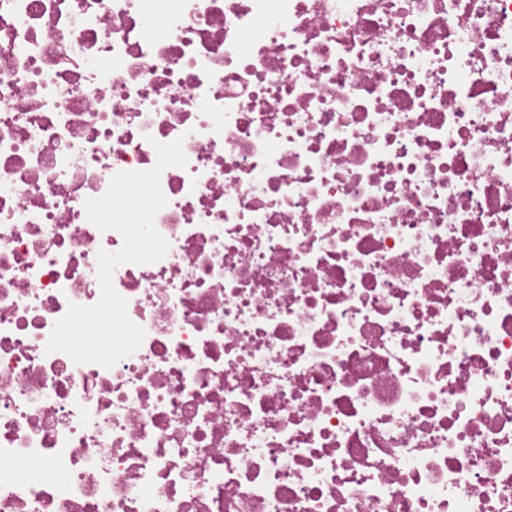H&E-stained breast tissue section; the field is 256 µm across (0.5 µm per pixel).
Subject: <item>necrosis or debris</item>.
Listing matches in <instances>:
<instances>
[{
  "mask_svg": "<svg viewBox=\"0 0 512 512\" xmlns=\"http://www.w3.org/2000/svg\"><path fill=\"white\" fill-rule=\"evenodd\" d=\"M0 512H512V0H0Z\"/></svg>",
  "mask_w": 512,
  "mask_h": 512,
  "instance_id": "1",
  "label": "necrosis or debris"
}]
</instances>
